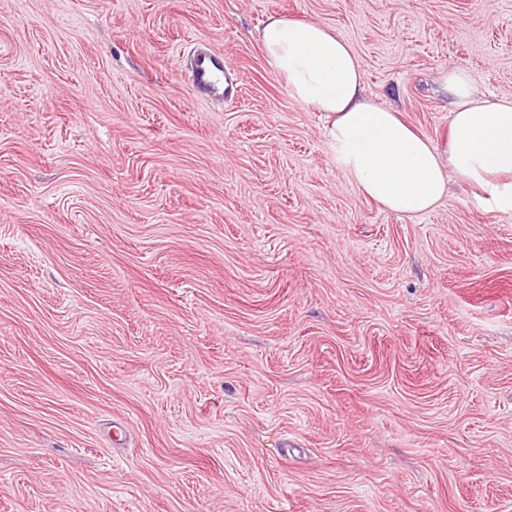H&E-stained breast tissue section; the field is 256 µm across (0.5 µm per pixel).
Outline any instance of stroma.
Returning <instances> with one entry per match:
<instances>
[{"label": "stroma", "mask_w": 512, "mask_h": 512, "mask_svg": "<svg viewBox=\"0 0 512 512\" xmlns=\"http://www.w3.org/2000/svg\"><path fill=\"white\" fill-rule=\"evenodd\" d=\"M272 17L512 98V0H0V512H512V211L362 195ZM219 70L218 60L212 54L197 52L192 68V83L196 89H211L216 83V72Z\"/></svg>", "instance_id": "obj_1"}]
</instances>
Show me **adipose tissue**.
Masks as SVG:
<instances>
[{"label": "adipose tissue", "instance_id": "obj_1", "mask_svg": "<svg viewBox=\"0 0 512 512\" xmlns=\"http://www.w3.org/2000/svg\"><path fill=\"white\" fill-rule=\"evenodd\" d=\"M261 42L289 95L324 113L336 165L361 194L388 211L421 214L447 196L454 175L512 211V99L477 96L467 77L449 72L454 102L443 149L391 106L362 97L357 55L323 24L275 18Z\"/></svg>", "mask_w": 512, "mask_h": 512}]
</instances>
